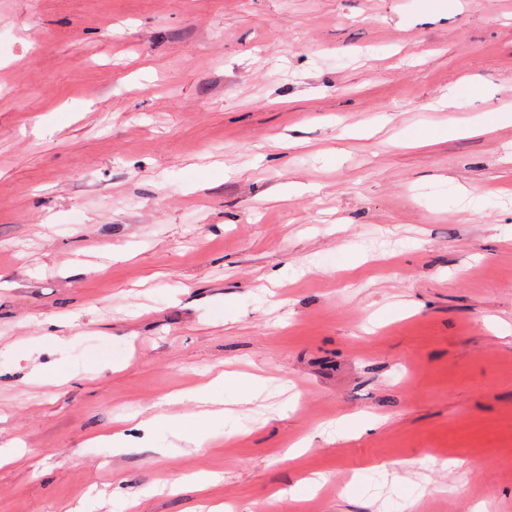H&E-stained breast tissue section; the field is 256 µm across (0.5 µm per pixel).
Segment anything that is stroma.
<instances>
[{
	"label": "stroma",
	"instance_id": "1",
	"mask_svg": "<svg viewBox=\"0 0 512 512\" xmlns=\"http://www.w3.org/2000/svg\"><path fill=\"white\" fill-rule=\"evenodd\" d=\"M509 105L512 0H0V512H512Z\"/></svg>",
	"mask_w": 512,
	"mask_h": 512
}]
</instances>
